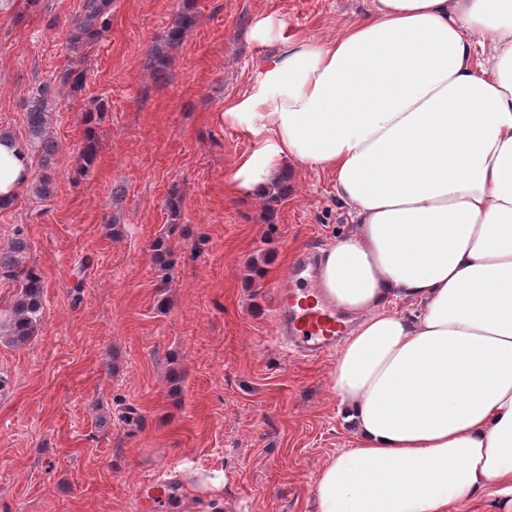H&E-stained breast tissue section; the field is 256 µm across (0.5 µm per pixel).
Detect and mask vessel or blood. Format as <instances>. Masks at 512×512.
<instances>
[{
    "mask_svg": "<svg viewBox=\"0 0 512 512\" xmlns=\"http://www.w3.org/2000/svg\"><path fill=\"white\" fill-rule=\"evenodd\" d=\"M317 262L306 257L296 269L279 278L273 288L279 340L294 341L303 351L325 354L347 332L346 320L316 288ZM181 477L175 466H168L154 481L142 484L135 493L137 512H155L162 503L177 496Z\"/></svg>",
    "mask_w": 512,
    "mask_h": 512,
    "instance_id": "b4317fda",
    "label": "vessel or blood"
}]
</instances>
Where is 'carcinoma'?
<instances>
[{
	"mask_svg": "<svg viewBox=\"0 0 512 512\" xmlns=\"http://www.w3.org/2000/svg\"><path fill=\"white\" fill-rule=\"evenodd\" d=\"M112 0H83L81 13L75 16L66 32L69 53L68 64L60 75L39 84L26 98L24 108L27 122L26 148L38 154L40 172L31 175L27 187L39 200H47L54 193L52 175L54 157L59 144L49 134L55 107L61 93L81 91L89 71L88 49L96 44L109 21ZM195 16L187 8L172 20L164 37L153 44L148 53L147 67L154 80L162 81L167 76L173 52L182 44L187 31L194 25ZM107 111L106 102L96 101L82 112L85 136L78 150V173L88 171L100 152V142L95 126L98 115ZM28 250L26 238L17 232L5 250H0V280L5 279L17 288L13 303L8 310L4 331L10 343L16 346L28 344L40 323L43 310V282L37 271L23 264Z\"/></svg>",
	"mask_w": 512,
	"mask_h": 512,
	"instance_id": "cac0c4a2",
	"label": "carcinoma"
}]
</instances>
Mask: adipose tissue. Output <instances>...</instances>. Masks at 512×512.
<instances>
[{
	"instance_id": "obj_1",
	"label": "adipose tissue",
	"mask_w": 512,
	"mask_h": 512,
	"mask_svg": "<svg viewBox=\"0 0 512 512\" xmlns=\"http://www.w3.org/2000/svg\"><path fill=\"white\" fill-rule=\"evenodd\" d=\"M251 38L278 49L224 106L251 141L225 182L324 173L355 226L321 259L355 321L333 375L354 446L322 466L317 512L511 497L512 0H372L333 39L273 17ZM30 174L0 142V200Z\"/></svg>"
}]
</instances>
